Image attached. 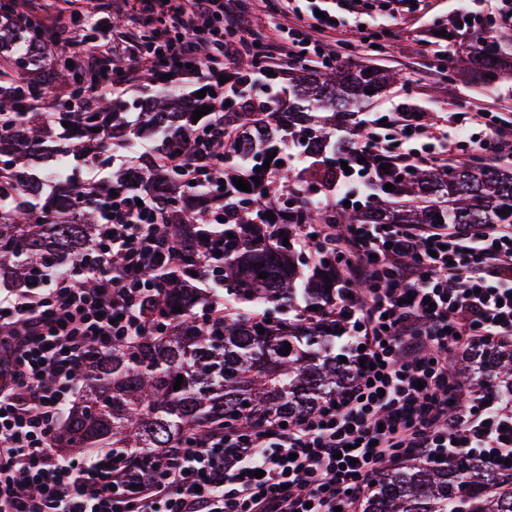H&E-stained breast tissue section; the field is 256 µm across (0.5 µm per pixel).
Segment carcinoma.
<instances>
[{"label": "carcinoma", "instance_id": "1", "mask_svg": "<svg viewBox=\"0 0 512 512\" xmlns=\"http://www.w3.org/2000/svg\"><path fill=\"white\" fill-rule=\"evenodd\" d=\"M44 42L38 15L18 11L16 0H0V105L33 99L38 108L0 122V281L20 288L33 287L50 272L73 270L94 237L98 214L70 182L75 160H86L103 139L132 135L157 140L166 152L182 150L185 133L206 122L204 116L193 121L191 97L163 93L138 100L137 112L129 102L108 97L93 112H74L79 97L61 101L51 96V87L64 81L80 91L86 76L80 59L56 58L30 89L15 80L41 58ZM472 53L482 80L495 82L501 72L512 71V29L478 38ZM396 83V76L379 68L340 65L290 74L286 101L257 93L255 102L225 118L224 141L207 143L224 162L220 200L191 189L181 171L160 168L152 155L139 157L131 177L123 172L109 184L132 194L152 182L166 186L157 207L167 223L181 226L180 261L163 277L161 296L147 302L149 331L130 343L116 342L106 357L92 353L82 364L88 391L54 437V447L125 448L135 461L178 439L202 442L216 428L293 423L351 386L355 368L336 352L343 323L325 316L336 301V255L319 244L322 257L312 274L299 277L304 261L295 241L305 224H512V171L465 163L390 170L357 210L286 205L304 183H334L328 158L353 145L336 135L337 125L352 126L364 104ZM290 143L304 147L311 159L292 174L283 160ZM271 155L270 167H263ZM239 178L252 191L239 190ZM257 199L275 220L241 221ZM221 207L220 228L214 223ZM284 215L288 222L270 237L266 224ZM218 236L224 244L216 267L224 306L252 315L226 313L224 324L205 327L200 321L207 318V304L194 296L191 284L198 252L185 239ZM286 344L291 350L283 356ZM448 374L470 393L492 390L512 402L511 345L467 343L448 354ZM359 503L361 512H512V469L465 452L446 463L420 456L382 467Z\"/></svg>", "mask_w": 512, "mask_h": 512}]
</instances>
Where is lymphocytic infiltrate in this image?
Masks as SVG:
<instances>
[{"label":"lymphocytic infiltrate","instance_id":"obj_1","mask_svg":"<svg viewBox=\"0 0 512 512\" xmlns=\"http://www.w3.org/2000/svg\"><path fill=\"white\" fill-rule=\"evenodd\" d=\"M237 0H142L131 17L152 28L146 46L162 62L150 81L178 90L193 82L205 89L212 120L190 132L191 146L223 138L224 114L253 96L256 87L277 94L296 65L335 67V26L316 11L282 0L280 17L255 38L236 11ZM53 53L88 58L84 106L99 93L134 91L133 74L109 72L117 55L135 47L89 40L83 24L51 31ZM391 138L358 131L342 159L338 192L310 196L324 208L358 205L361 186L377 182L383 165L410 170L447 165L467 149L492 160L512 159V122L492 108L466 112L457 129L474 127L462 141L437 130L439 151L412 148L426 135L419 112L383 113ZM156 153L159 165L182 170L199 190L218 189L223 164L215 158L157 152L155 143H133L120 158L132 168L137 153ZM102 179L89 166L86 186L100 216L99 230L78 258L97 289L82 288L71 274L48 276L44 288L0 295V512H354L384 464L417 455L448 459L461 451L490 460H512V412L485 394L482 410L448 374V353L481 339L512 344V225L471 232L445 224L305 225L297 244L317 254L333 246L339 284L351 296L337 299L347 316L343 346L357 365L355 383L311 416L284 425L273 420L233 431H213L153 454L145 466L124 464L123 449L60 455L50 444L79 382L89 351L109 355L116 341L144 335L143 302L159 293L152 271L179 260L176 246L156 250L173 228L152 202L99 192ZM470 410L448 426V407Z\"/></svg>","mask_w":512,"mask_h":512}]
</instances>
